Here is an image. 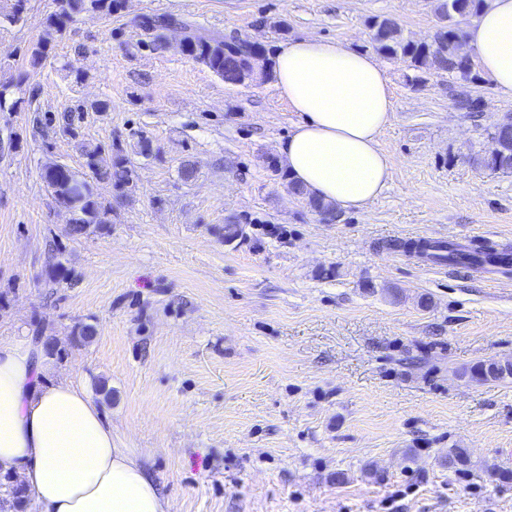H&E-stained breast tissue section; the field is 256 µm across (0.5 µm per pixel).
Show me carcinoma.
Wrapping results in <instances>:
<instances>
[{
	"label": "carcinoma",
	"mask_w": 512,
	"mask_h": 512,
	"mask_svg": "<svg viewBox=\"0 0 512 512\" xmlns=\"http://www.w3.org/2000/svg\"><path fill=\"white\" fill-rule=\"evenodd\" d=\"M60 9L50 14L45 21V30L32 50L31 63L40 65L47 59L53 35L63 31L68 24L83 13H96L105 17L120 11L123 0H59ZM483 0H438L435 13L439 26L434 38L429 42L416 43L403 36L399 24L390 18L374 19L370 23V44L372 48L387 58H401L413 70L425 74L447 75L455 80H476L473 74L471 56L460 49L461 37L456 27V19L477 15ZM171 24L189 30L191 40L184 55L208 67L224 82L230 84L236 75L232 64L247 55L264 54L259 45H251L243 40L235 45L217 40L200 32L193 23L171 14L145 15L141 27L147 32H160ZM491 144L496 147L500 159L487 154L481 165L494 172L507 174L512 171V113H506L490 132ZM82 155L88 173L79 176L67 166L60 165L43 174L44 182L56 201L72 211L70 232L80 235L91 224H106L112 213V203L99 200L96 184L108 183L116 192V199L124 201L133 184L134 171L128 158L118 149L110 162L100 160V147L82 146ZM307 204L325 222L336 220V208L330 203L310 197ZM417 252L427 261L461 265L470 268L497 267L504 270L512 265V248L487 240L479 241L471 247L453 242H428L418 245ZM471 376L480 381H499L512 377V361L504 360L485 367L477 364L471 369ZM448 468L465 471L473 467L471 454L465 448L453 447L442 456Z\"/></svg>",
	"instance_id": "cac0c4a2"
}]
</instances>
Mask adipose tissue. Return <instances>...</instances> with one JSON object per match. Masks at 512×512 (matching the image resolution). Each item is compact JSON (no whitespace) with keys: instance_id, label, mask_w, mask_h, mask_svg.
<instances>
[{"instance_id":"adipose-tissue-1","label":"adipose tissue","mask_w":512,"mask_h":512,"mask_svg":"<svg viewBox=\"0 0 512 512\" xmlns=\"http://www.w3.org/2000/svg\"><path fill=\"white\" fill-rule=\"evenodd\" d=\"M465 41L512 93V0H487ZM274 75L298 115L279 148L289 180L342 210L375 199L390 177L378 137L394 110L383 64L308 37L282 44ZM51 372L41 340L0 337V473L22 482L35 512H171L146 468L118 448L91 391Z\"/></svg>"}]
</instances>
